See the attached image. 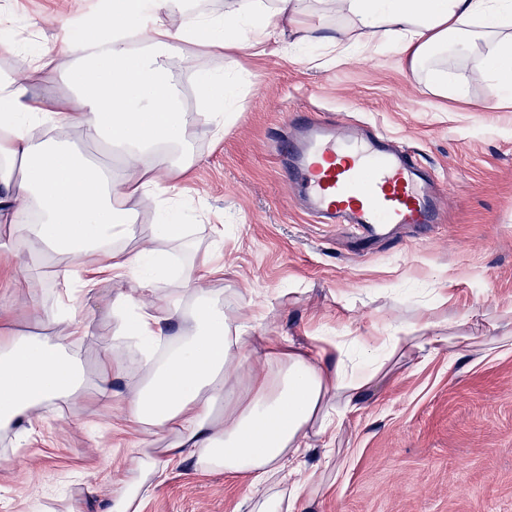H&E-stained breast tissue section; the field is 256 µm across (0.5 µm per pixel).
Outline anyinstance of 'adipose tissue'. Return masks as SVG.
I'll return each instance as SVG.
<instances>
[{"mask_svg": "<svg viewBox=\"0 0 512 512\" xmlns=\"http://www.w3.org/2000/svg\"><path fill=\"white\" fill-rule=\"evenodd\" d=\"M70 73L67 97L38 89L39 74L69 41L29 51L24 74L0 73V223L12 234L0 241L10 254L27 251L15 280L39 325H65L49 339L14 330L0 310V435L24 439L41 409L75 396L102 408L123 403L133 450L125 479L112 488V512H141L168 471L193 463L201 472L246 477L251 494L279 512H305L315 474L312 451L332 458L330 437L348 414L401 362L449 343L447 319L435 305L358 336H312L299 344L251 334L220 294L206 288L207 259L184 264L177 285L161 290L136 276L149 247L128 249L139 226L134 201L160 199L151 227L159 251L191 244L194 225L181 221L169 173L186 175L198 158L189 129L207 119L224 128L237 82H210L215 104L206 116L185 110L167 69L169 59L193 69L187 45L220 51L274 47L290 54L287 32L307 43L324 40L335 60L393 45L412 77L433 94L454 98L463 89L449 79V58L469 61L476 80L495 81L512 103V0H226L223 14L188 11L181 0H113L93 24ZM76 129L109 146V168L79 158L67 141L37 136L36 128ZM60 258L58 306L45 309L37 293L38 257ZM127 280L112 305L113 335L97 339L98 366L87 371L77 349L86 325L76 318L71 260ZM147 373L127 379L131 360ZM126 389L115 394L114 381ZM167 445L144 455L152 437ZM322 445H315V438Z\"/></svg>", "mask_w": 512, "mask_h": 512, "instance_id": "obj_1", "label": "adipose tissue"}]
</instances>
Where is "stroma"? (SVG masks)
Wrapping results in <instances>:
<instances>
[{"mask_svg":"<svg viewBox=\"0 0 512 512\" xmlns=\"http://www.w3.org/2000/svg\"><path fill=\"white\" fill-rule=\"evenodd\" d=\"M104 9L103 0H0L11 17L0 40L27 47L68 28V45L41 75L63 96L81 34ZM32 18L42 19L40 29L29 28ZM306 51L321 65L283 54L197 52L201 72L242 77L223 139L214 141L205 124L191 129L200 161L180 181L184 221L198 227L193 245L220 269L209 287L231 309L259 313V336H348L435 301L449 320L468 317L465 334L487 335L512 304V107H484L500 87L470 80L453 64L448 71L464 96L425 92L388 44L337 65L324 46ZM303 107L380 126L416 149L447 186L445 224L378 242L362 257L343 231L315 226L290 200L270 138ZM218 229L224 246L215 249ZM117 294L100 275L77 296V315L88 324L79 349L87 368L95 366L97 336L113 331ZM121 415L120 407L78 396L44 410L31 437H0V512H67L76 500L86 512H106L125 463L119 456L104 463L93 441L126 445ZM334 446L332 459L318 452L307 459L320 483L306 512H512V343L480 353L443 344L397 367L345 421ZM247 491L242 478L187 463L142 512H247Z\"/></svg>","mask_w":512,"mask_h":512,"instance_id":"1","label":"stroma"}]
</instances>
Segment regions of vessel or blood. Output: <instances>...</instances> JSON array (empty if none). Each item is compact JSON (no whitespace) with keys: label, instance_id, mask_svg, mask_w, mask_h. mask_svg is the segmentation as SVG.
<instances>
[{"label":"vessel or blood","instance_id":"1","mask_svg":"<svg viewBox=\"0 0 512 512\" xmlns=\"http://www.w3.org/2000/svg\"><path fill=\"white\" fill-rule=\"evenodd\" d=\"M278 155L304 211L359 239L441 223L444 190L416 152L374 126L296 116Z\"/></svg>","mask_w":512,"mask_h":512}]
</instances>
